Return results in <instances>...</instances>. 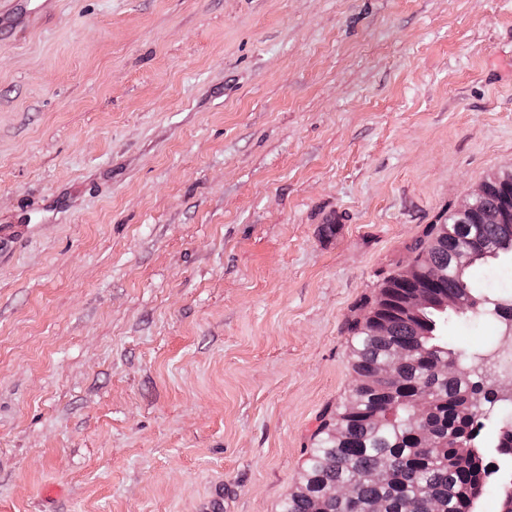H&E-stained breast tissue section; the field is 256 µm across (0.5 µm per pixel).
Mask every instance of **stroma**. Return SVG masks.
Listing matches in <instances>:
<instances>
[{
    "label": "stroma",
    "mask_w": 512,
    "mask_h": 512,
    "mask_svg": "<svg viewBox=\"0 0 512 512\" xmlns=\"http://www.w3.org/2000/svg\"><path fill=\"white\" fill-rule=\"evenodd\" d=\"M509 166L512 0H59L17 21L0 512H280L352 386L348 320ZM501 333L448 320L474 349Z\"/></svg>",
    "instance_id": "1"
}]
</instances>
